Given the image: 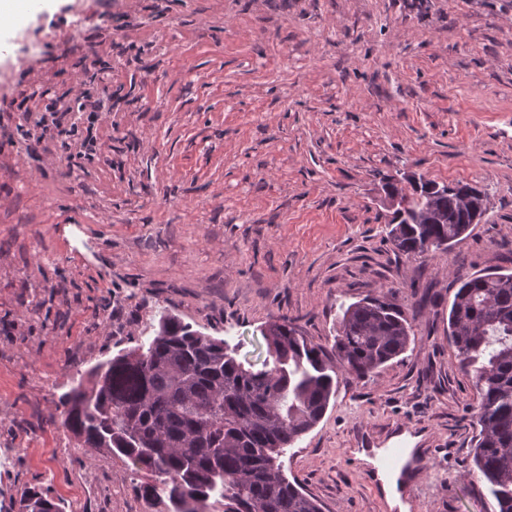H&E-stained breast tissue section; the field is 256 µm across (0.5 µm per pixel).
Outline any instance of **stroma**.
<instances>
[{
    "mask_svg": "<svg viewBox=\"0 0 512 512\" xmlns=\"http://www.w3.org/2000/svg\"><path fill=\"white\" fill-rule=\"evenodd\" d=\"M0 49V512L31 487L65 512H166L123 456L61 428L90 367L160 312L261 364L291 319L331 350L341 304L386 295L414 340L340 377L283 471L323 512H391L357 426L425 460L410 512H493L471 476L473 383L448 343L461 279L512 271V0H35ZM89 94L79 140H26ZM479 185L481 223L425 257L386 237L383 185Z\"/></svg>",
    "mask_w": 512,
    "mask_h": 512,
    "instance_id": "obj_1",
    "label": "stroma"
}]
</instances>
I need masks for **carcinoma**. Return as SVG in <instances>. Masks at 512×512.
Returning a JSON list of instances; mask_svg holds the SVG:
<instances>
[{
    "mask_svg": "<svg viewBox=\"0 0 512 512\" xmlns=\"http://www.w3.org/2000/svg\"><path fill=\"white\" fill-rule=\"evenodd\" d=\"M391 186L402 205L387 239L407 257L461 240L478 198L461 183ZM336 360L286 317L267 324L262 369L236 348L161 314L155 335L98 362L59 397L64 426L87 448L127 458L146 472L139 490L169 512H321L288 480L280 458L313 429L336 394L339 374L369 378L406 353L411 322L386 296L341 306ZM448 341L477 393L473 464L494 499L512 512V272L461 282L448 312ZM20 512H64L33 488Z\"/></svg>",
    "mask_w": 512,
    "mask_h": 512,
    "instance_id": "obj_1",
    "label": "carcinoma"
}]
</instances>
